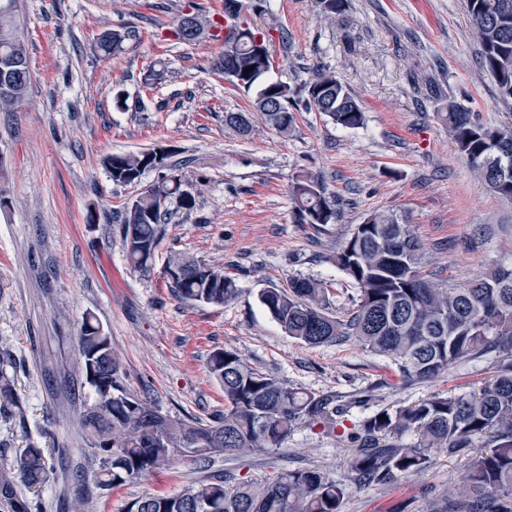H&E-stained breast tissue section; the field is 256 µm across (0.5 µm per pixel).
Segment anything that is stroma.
<instances>
[{"mask_svg": "<svg viewBox=\"0 0 512 512\" xmlns=\"http://www.w3.org/2000/svg\"><path fill=\"white\" fill-rule=\"evenodd\" d=\"M270 7L278 23L269 34L271 77L299 87L316 67L330 68L363 107V127L341 128L302 104L288 137L256 117L255 92L214 70L218 43L172 35L183 14L212 17L223 0H17L31 82L16 111L0 112V373L17 395L0 412V486L13 490L0 495V512H74L80 504L126 512L143 495L226 472L266 482L297 467L340 481L349 475V438L304 426L282 452L179 457L160 473L99 488L100 460L78 422L92 401L78 352L87 314L110 336L128 387L173 418L223 410L224 391L206 363L224 347L309 392L372 390L377 409L469 391L492 374L489 356L428 384L383 385L382 357L353 339L315 347L292 339L258 300L261 290L300 277L326 282L333 308H348L356 287L329 258L377 210L407 216L431 281L512 268V202L471 172L438 116L457 102L484 120L512 123V102L500 100L481 64L464 0H347L330 21L318 0ZM132 27L141 37L120 54L93 53L103 31ZM228 112L253 114L255 133L227 126ZM153 149L185 173L195 207L170 203L153 267L143 273L126 258L121 214L158 173L117 185L101 158ZM301 172L335 195V223H296L289 186ZM174 252L223 267L239 295L221 307L175 298L164 275ZM31 445L43 448L51 474L30 489L17 477V458ZM464 465L436 454L399 486L351 488L343 512L397 504L432 512Z\"/></svg>", "mask_w": 512, "mask_h": 512, "instance_id": "stroma-1", "label": "stroma"}]
</instances>
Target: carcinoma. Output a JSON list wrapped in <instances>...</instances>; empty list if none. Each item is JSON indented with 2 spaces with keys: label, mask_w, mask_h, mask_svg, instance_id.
I'll use <instances>...</instances> for the list:
<instances>
[{
  "label": "carcinoma",
  "mask_w": 512,
  "mask_h": 512,
  "mask_svg": "<svg viewBox=\"0 0 512 512\" xmlns=\"http://www.w3.org/2000/svg\"><path fill=\"white\" fill-rule=\"evenodd\" d=\"M239 37L222 39L215 67L239 89H257L255 108L265 122L287 136L294 128L293 103L324 113L335 125L356 129L366 115L335 72L322 68L301 87L269 77L263 63L265 44L253 18L268 13L267 0H231ZM14 0H0V110L23 101L30 69L27 49L13 19ZM467 13L480 44L483 64L500 96L512 100V0H466ZM139 32L112 30L96 43L100 55L119 53ZM459 153L497 194L512 199V125L483 121L462 104L441 113ZM224 122L242 135L253 131L248 115L228 112ZM102 165L116 184H131L148 169L162 172L122 214L126 258L133 269L148 272L161 239L168 203L185 210L194 197L182 189L183 174L157 151L108 154ZM291 197L296 222H336V197L319 178L302 173L293 179ZM423 248L408 219L389 211L370 214L329 261L358 289V298L342 316L331 312L326 284L291 278L284 287L267 288L259 302L289 337L308 345L354 338L370 352L389 360L387 369L403 383H426L456 364L494 354L490 379L462 393H435L391 410L383 408L355 425L357 443L349 460V482L317 468L285 471L272 482L233 474L190 484L178 493L150 494L135 500L128 512H342L351 486H393L427 470L434 453L463 457L466 464L444 504L433 512H512V269L494 267L476 278L439 286L421 274ZM165 276L177 297L187 303L222 306L239 294L235 279L202 259L175 252ZM78 352L94 403L79 424L90 447L102 457L99 485L116 489L186 455L240 456L279 451L301 425L336 430L370 395L317 394L294 388L263 372L234 349H218L208 358L209 374L224 389V411L207 421L175 419L127 389L110 336L87 314L79 332ZM20 482L45 484L50 476L44 452L24 449L18 461Z\"/></svg>",
  "instance_id": "carcinoma-1"
}]
</instances>
